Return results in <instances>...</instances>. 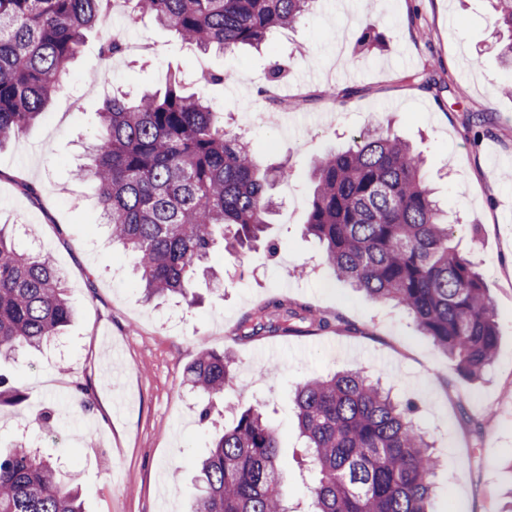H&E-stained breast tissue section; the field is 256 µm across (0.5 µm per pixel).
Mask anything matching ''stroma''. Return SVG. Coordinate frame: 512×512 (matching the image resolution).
<instances>
[{
  "label": "stroma",
  "instance_id": "stroma-1",
  "mask_svg": "<svg viewBox=\"0 0 512 512\" xmlns=\"http://www.w3.org/2000/svg\"><path fill=\"white\" fill-rule=\"evenodd\" d=\"M489 0H317L269 48L212 53L184 46L148 16L112 20L138 55L99 66V30L87 33L45 116L0 146V225L49 254L63 275L75 318L39 349L0 361L24 400L0 405V450L26 443L83 491L86 512H190L198 461L213 427L201 425L188 394V365L204 351L235 359V389L216 409L264 401L283 446L279 468L289 504L307 495L292 401L298 383L354 369L412 399L415 419L442 460L433 512H501L512 504V93L498 58ZM379 45L360 52L365 23ZM283 64L281 96L299 100L279 124L262 120L261 93ZM223 72L203 88L224 123L264 162L291 176L270 189L277 203L275 256L216 252V278L194 284L202 298L148 304L132 259L100 221L95 187L72 170L99 134L98 114L115 90L165 88L174 71L198 64ZM429 73L442 93L412 82ZM346 87V101L332 92ZM387 123L425 159V177L455 220L452 246L480 271L498 316L495 359L482 380L454 363L391 303L337 279L318 240L304 233L314 185L311 161L351 143L370 123ZM36 186L29 195L25 184ZM306 305L330 321L325 331L285 334L247 328L276 304ZM486 418L482 432L468 420Z\"/></svg>",
  "mask_w": 512,
  "mask_h": 512
}]
</instances>
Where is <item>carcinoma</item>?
I'll return each instance as SVG.
<instances>
[{"label": "carcinoma", "instance_id": "1", "mask_svg": "<svg viewBox=\"0 0 512 512\" xmlns=\"http://www.w3.org/2000/svg\"><path fill=\"white\" fill-rule=\"evenodd\" d=\"M111 0H0V145L45 114L80 54L86 32L103 30L100 60L121 54L107 25ZM199 52L259 47L292 27L315 0H129ZM494 25L508 33L499 55L512 73V0H496ZM182 72L163 92L114 95L99 112L101 133L76 176L95 185L112 241L133 255L145 299L174 294L194 304L198 276L220 247L241 253L265 240L268 187L285 166L262 168L248 143L224 127V113L186 92ZM316 182L305 233L325 249L333 274L369 297L403 307L423 335L476 379L495 357L498 313L476 267L450 245L453 225L427 185L412 146L379 126L348 148L312 160ZM73 318L64 280L47 254L21 253L0 228V358L36 349ZM329 322L293 309L260 328L301 332ZM234 359L204 351L186 386L211 402L234 381ZM22 391L0 377V403ZM294 405L312 475L311 512H430L438 463L415 426L412 401L357 370L298 385ZM280 436L256 403L221 428L199 465L192 512H288L278 469ZM0 512H84L78 487L19 447L0 455Z\"/></svg>", "mask_w": 512, "mask_h": 512}]
</instances>
